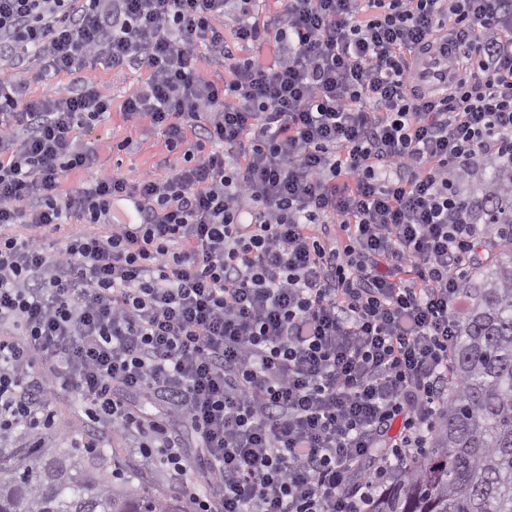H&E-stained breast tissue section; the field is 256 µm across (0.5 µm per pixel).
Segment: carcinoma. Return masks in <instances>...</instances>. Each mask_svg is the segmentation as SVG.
<instances>
[{
    "mask_svg": "<svg viewBox=\"0 0 512 512\" xmlns=\"http://www.w3.org/2000/svg\"><path fill=\"white\" fill-rule=\"evenodd\" d=\"M470 222L512 244V165L462 177ZM467 314L451 351L448 408L410 473L371 512H512V247L464 281ZM29 436L0 425V512H180L170 499L98 473L89 448H14Z\"/></svg>",
    "mask_w": 512,
    "mask_h": 512,
    "instance_id": "cac0c4a2",
    "label": "carcinoma"
}]
</instances>
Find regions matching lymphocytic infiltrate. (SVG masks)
Listing matches in <instances>:
<instances>
[{
	"mask_svg": "<svg viewBox=\"0 0 512 512\" xmlns=\"http://www.w3.org/2000/svg\"><path fill=\"white\" fill-rule=\"evenodd\" d=\"M443 38L462 74L413 89ZM98 61L145 72L125 117L183 162L64 193L112 97L16 77ZM488 158L512 165V0H0V421L52 428L72 390L79 447L128 434L187 512H369L447 403L492 246L455 198Z\"/></svg>",
	"mask_w": 512,
	"mask_h": 512,
	"instance_id": "f902f5d3",
	"label": "lymphocytic infiltrate"
}]
</instances>
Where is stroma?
<instances>
[{"label":"stroma","instance_id":"35a3bbf8","mask_svg":"<svg viewBox=\"0 0 512 512\" xmlns=\"http://www.w3.org/2000/svg\"><path fill=\"white\" fill-rule=\"evenodd\" d=\"M78 76L108 89L112 96V112L102 123L79 131V138L94 150L96 164L91 169L71 172L63 180L62 190L69 191L81 186L101 170L118 173L134 184L146 175L164 173L169 166L177 164L176 155L167 151L158 128L145 121L134 129L125 118L122 105L144 81V72L100 62L85 65ZM127 138L132 141L130 148L117 150V143ZM52 409L61 428L59 434L53 435V444L67 447L71 440L87 432L88 419L77 398L60 396Z\"/></svg>","mask_w":512,"mask_h":512}]
</instances>
